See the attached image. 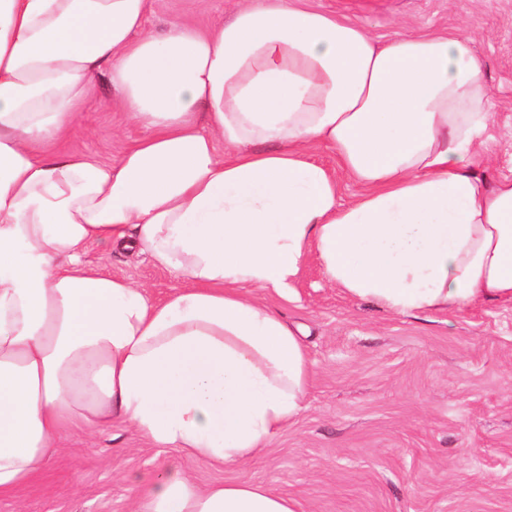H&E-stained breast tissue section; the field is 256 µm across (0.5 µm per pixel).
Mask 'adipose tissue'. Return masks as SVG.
Returning <instances> with one entry per match:
<instances>
[{"label": "adipose tissue", "instance_id": "ef3b65f1", "mask_svg": "<svg viewBox=\"0 0 512 512\" xmlns=\"http://www.w3.org/2000/svg\"><path fill=\"white\" fill-rule=\"evenodd\" d=\"M147 0H0V496L114 419L213 465L257 457L302 408L292 298L309 252L400 315L512 300V175L480 177L489 92L469 36L396 33L243 0L206 29H143ZM110 72L146 135L60 150ZM335 167L311 159L318 148ZM361 193L342 203L341 179ZM94 242L182 288L153 300L85 266ZM134 512H296L245 481H133Z\"/></svg>", "mask_w": 512, "mask_h": 512}]
</instances>
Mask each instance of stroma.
Wrapping results in <instances>:
<instances>
[{
	"label": "stroma",
	"mask_w": 512,
	"mask_h": 512,
	"mask_svg": "<svg viewBox=\"0 0 512 512\" xmlns=\"http://www.w3.org/2000/svg\"><path fill=\"white\" fill-rule=\"evenodd\" d=\"M239 0H150L147 30L203 29ZM364 26L374 37L456 33L473 39L492 103V178L512 170V0H298ZM109 75L69 146L117 159L144 136L112 109ZM85 262L165 299L183 281L148 256L99 242ZM251 296L302 325L310 376L303 408L261 455L224 467L163 448L115 420L77 429L63 455L0 497V512H131L130 477L175 467L199 484L248 481L295 501L298 512H512V300L448 314H394L347 294L304 260L292 301Z\"/></svg>",
	"instance_id": "1"
}]
</instances>
